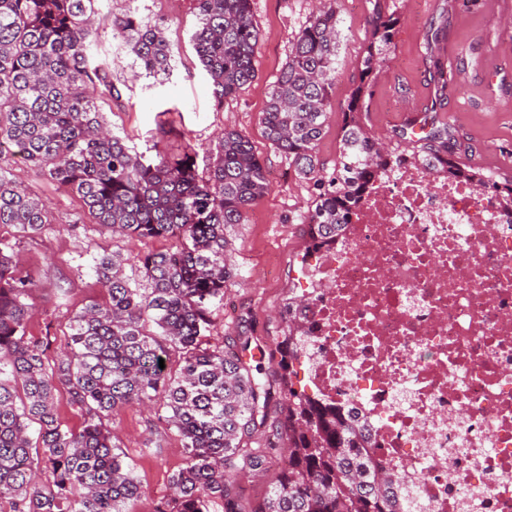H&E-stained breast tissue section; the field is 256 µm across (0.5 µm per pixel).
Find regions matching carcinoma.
I'll list each match as a JSON object with an SVG mask.
<instances>
[{
	"label": "carcinoma",
	"mask_w": 512,
	"mask_h": 512,
	"mask_svg": "<svg viewBox=\"0 0 512 512\" xmlns=\"http://www.w3.org/2000/svg\"><path fill=\"white\" fill-rule=\"evenodd\" d=\"M95 2L0 0V228L32 239L54 221L45 200L9 177L5 158L19 156L77 196L93 223L131 240L172 239L176 246L139 258V280L124 274L121 255L96 258L107 300L71 317L66 349L51 360L49 341L27 334L32 282L17 274L14 252L0 241V503L9 512H129L143 487L116 453L109 421L127 406L157 400L188 453L170 477L173 498L163 512H423L415 492L399 494L398 476L375 462L365 420L293 387L309 335L295 297L282 310L287 329L271 351L286 396L279 435L287 465L245 510L228 472L263 469L265 457L252 443L267 427L273 387L244 359L249 340L235 349L203 348L200 337L209 322L207 302L224 298L235 277L226 230L243 223L267 192L265 169L235 128L221 133L205 180L192 148L177 158L149 157L114 135L91 92L105 72L95 61L103 27ZM196 4L195 50L222 103L254 80L259 29L251 0ZM397 22L380 4L372 12L332 176L322 175L318 144L336 85L342 38L336 7L299 31L271 86L261 118L265 138L298 175L323 189L305 218L308 254L335 245L369 185L408 158L451 181L492 190L512 213V177L460 167L448 128L430 126L408 157L379 145L362 123ZM110 26L146 72L168 69L172 48L160 28L132 16ZM60 388L84 415L77 431L58 422Z\"/></svg>",
	"instance_id": "cac0c4a2"
}]
</instances>
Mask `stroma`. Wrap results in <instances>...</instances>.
<instances>
[{"instance_id":"obj_1","label":"stroma","mask_w":512,"mask_h":512,"mask_svg":"<svg viewBox=\"0 0 512 512\" xmlns=\"http://www.w3.org/2000/svg\"><path fill=\"white\" fill-rule=\"evenodd\" d=\"M400 21L395 49L378 69L363 121L390 149L411 151L405 133L426 118L454 133L456 156L464 165L512 174V0H383ZM329 0H251L260 31L256 77L236 96L217 103L191 37L198 25L195 0H99L101 13L134 15L161 28L174 57L168 72L146 74L121 39L98 37L117 91L97 89V102L115 134L146 155L176 157L187 145L198 152L199 175H206L209 150L224 127L251 141L269 182L267 193L248 210L243 223L230 228L231 263L237 273L223 301L209 306L204 340L209 344L249 339L252 362L266 374L275 368L268 354L285 325L278 312L298 293L299 255L305 247L300 218L315 196L311 180L298 176L287 156L263 134L261 117L275 77L288 59L291 42ZM374 0H338L342 42L331 112L318 153L326 171L338 154V129L344 105L358 80V62L370 38L368 20ZM448 82H441V75ZM11 169L27 189L50 203L54 221L33 239L13 241L20 255L18 273L32 281L28 302L29 335L48 337L49 357L67 340V324L85 304L104 301L106 292L94 271L99 254L126 258L125 273L138 277L133 259L169 249L166 239L113 237L93 224L76 196L57 190L41 172L13 158ZM112 433L125 462L143 486L130 512H157L170 498V476L184 467L183 442L164 418L140 406L123 409Z\"/></svg>"}]
</instances>
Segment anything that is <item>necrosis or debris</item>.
Returning a JSON list of instances; mask_svg holds the SVG:
<instances>
[{
	"mask_svg": "<svg viewBox=\"0 0 512 512\" xmlns=\"http://www.w3.org/2000/svg\"><path fill=\"white\" fill-rule=\"evenodd\" d=\"M309 393L367 417L425 512H512V215L404 162L300 280Z\"/></svg>",
	"mask_w": 512,
	"mask_h": 512,
	"instance_id": "necrosis-or-debris-1",
	"label": "necrosis or debris"
}]
</instances>
